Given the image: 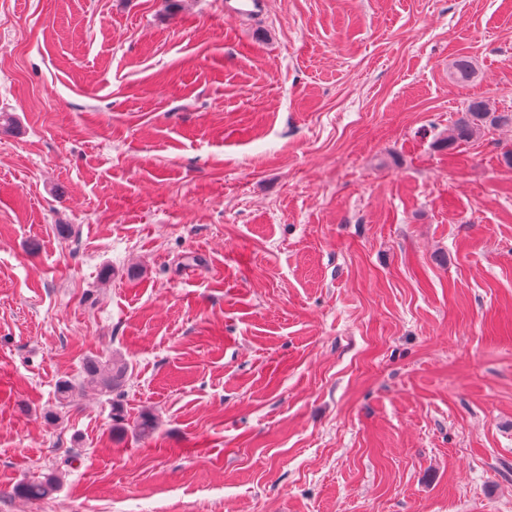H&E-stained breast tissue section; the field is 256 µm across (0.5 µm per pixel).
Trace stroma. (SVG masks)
Listing matches in <instances>:
<instances>
[{
  "label": "stroma",
  "mask_w": 512,
  "mask_h": 512,
  "mask_svg": "<svg viewBox=\"0 0 512 512\" xmlns=\"http://www.w3.org/2000/svg\"><path fill=\"white\" fill-rule=\"evenodd\" d=\"M475 98L512 112V0H0V512H512ZM512 123V113L492 110L482 99L468 103L465 112L455 121L448 135V144L468 142L477 137L485 128L492 125ZM128 366L126 363L115 360L101 362L89 359L86 362V383L91 387H97L101 391L115 394L121 397L127 380ZM58 487L57 477L48 475L42 479L20 482L13 488L12 492L21 498L41 501L52 498Z\"/></svg>",
  "instance_id": "35a3bbf8"
}]
</instances>
